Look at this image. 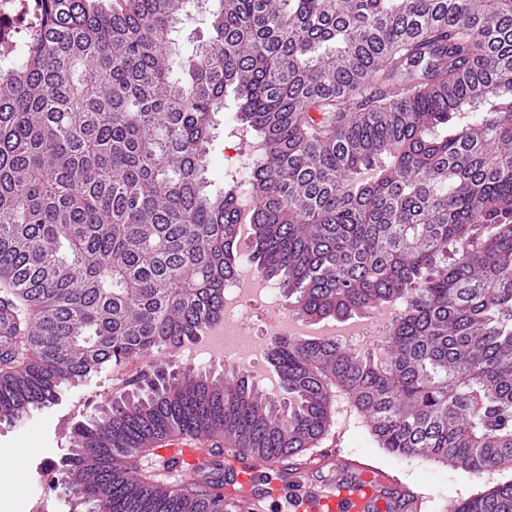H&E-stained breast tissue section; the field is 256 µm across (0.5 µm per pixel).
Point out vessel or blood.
I'll return each instance as SVG.
<instances>
[{
    "label": "vessel or blood",
    "mask_w": 512,
    "mask_h": 512,
    "mask_svg": "<svg viewBox=\"0 0 512 512\" xmlns=\"http://www.w3.org/2000/svg\"><path fill=\"white\" fill-rule=\"evenodd\" d=\"M170 462L175 475L194 477L200 465L195 443L185 436H173L156 450ZM231 474L224 487L227 512H264V499L253 491L256 476L267 470L266 461L242 459L235 453L225 455ZM305 465L290 461L288 472L273 496L287 495L289 512H408L410 499L406 488L395 483L380 470L363 467L356 462L337 457L326 475L313 481L305 478Z\"/></svg>",
    "instance_id": "b4317fda"
}]
</instances>
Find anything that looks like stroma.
<instances>
[{
    "label": "stroma",
    "instance_id": "1",
    "mask_svg": "<svg viewBox=\"0 0 512 512\" xmlns=\"http://www.w3.org/2000/svg\"><path fill=\"white\" fill-rule=\"evenodd\" d=\"M112 396V376L106 370L64 390L58 403L33 410L18 422L0 424V512H25L27 500L14 495L11 475L20 470L33 481L45 459L65 458L74 424L98 415ZM318 449L389 472L417 496L415 512H455L459 502L507 479L500 472L469 475L421 458L392 455L379 448L364 420L342 399Z\"/></svg>",
    "mask_w": 512,
    "mask_h": 512
}]
</instances>
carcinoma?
Returning a JSON list of instances; mask_svg holds the SVG:
<instances>
[{
	"label": "carcinoma",
	"instance_id": "carcinoma-1",
	"mask_svg": "<svg viewBox=\"0 0 512 512\" xmlns=\"http://www.w3.org/2000/svg\"><path fill=\"white\" fill-rule=\"evenodd\" d=\"M19 7L0 69V418L218 321L243 191L249 261L298 315L399 307L382 357L276 338L283 398L149 364L58 467L92 512H226L224 447L295 457L338 393L393 455L512 471V0ZM228 96L256 148L244 188L206 177ZM169 435L208 443L195 479L141 465ZM456 512H512V479Z\"/></svg>",
	"mask_w": 512,
	"mask_h": 512
}]
</instances>
